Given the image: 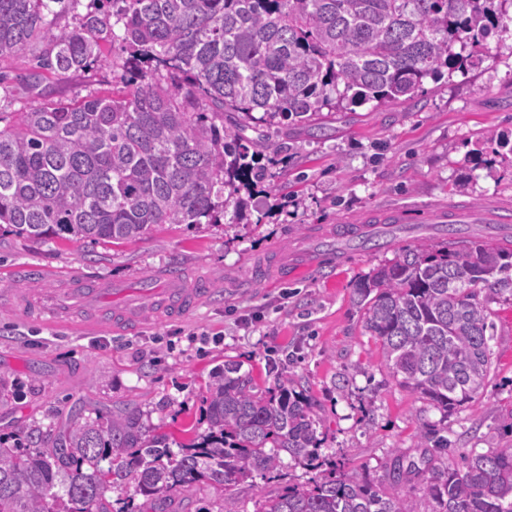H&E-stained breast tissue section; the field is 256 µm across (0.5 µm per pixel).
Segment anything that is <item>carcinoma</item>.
<instances>
[{
	"instance_id": "obj_1",
	"label": "carcinoma",
	"mask_w": 512,
	"mask_h": 512,
	"mask_svg": "<svg viewBox=\"0 0 512 512\" xmlns=\"http://www.w3.org/2000/svg\"><path fill=\"white\" fill-rule=\"evenodd\" d=\"M85 6L71 28L58 18ZM512 0H0V58L49 77L129 49L122 87L0 112V224L61 240L141 239L155 224H232L264 181L247 128H286L322 112L406 102L425 79L466 75ZM121 34H116V31ZM353 289L363 328L399 385L448 414L489 385L493 323L481 293L512 295V249L446 224ZM321 419L295 375L261 387L226 362L212 371L207 428L187 443L146 438L137 403L53 438H0V512H181L202 483L207 512H239L225 492L284 480L280 452L319 468ZM512 512V446L460 460L393 461L388 484L356 469L284 492L256 486V512ZM110 488L128 496L113 507Z\"/></svg>"
}]
</instances>
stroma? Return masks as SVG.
<instances>
[{
    "mask_svg": "<svg viewBox=\"0 0 512 512\" xmlns=\"http://www.w3.org/2000/svg\"><path fill=\"white\" fill-rule=\"evenodd\" d=\"M490 56L466 76L425 80L392 107L365 104L329 114L322 128L292 126L275 135L242 219L233 224H157L136 243L33 239L0 228V294L19 296L23 267L44 272L45 293L71 279L112 282V300H142L143 281L166 287L208 281L211 295L188 315L155 313L135 333L29 320L0 302V434L56 433L74 415L88 418L137 402L153 433L189 442L206 428L210 374L231 361L259 385L288 367L321 417L322 470L332 462L364 468L388 482L396 456L419 460L420 433L433 428L467 452L512 446V301L484 292L494 323L490 385L482 397L445 414L401 388L382 348L362 327L353 288L418 239L442 244L429 219L451 203L512 204V23L489 40ZM53 77V98L110 93L126 58ZM400 210L401 229L383 221ZM382 221L386 245L352 250L336 227Z\"/></svg>",
    "mask_w": 512,
    "mask_h": 512,
    "instance_id": "stroma-1",
    "label": "stroma"
}]
</instances>
